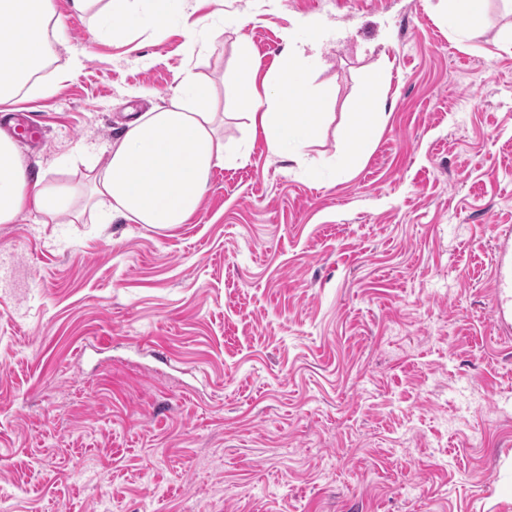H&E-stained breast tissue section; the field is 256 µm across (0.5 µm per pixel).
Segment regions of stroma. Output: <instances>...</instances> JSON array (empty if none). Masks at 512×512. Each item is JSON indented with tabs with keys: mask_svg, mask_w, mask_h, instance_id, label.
<instances>
[{
	"mask_svg": "<svg viewBox=\"0 0 512 512\" xmlns=\"http://www.w3.org/2000/svg\"><path fill=\"white\" fill-rule=\"evenodd\" d=\"M31 170L82 186L130 113L193 67L241 167L163 233L118 220L0 224V512H512V340L490 311L512 226V0L469 33L443 0H184L121 36L55 0ZM208 16L199 50L184 16ZM250 22L237 29L232 20ZM312 15L346 30L313 86L332 103L291 171L232 89ZM80 65H72L73 57ZM387 118L348 160L337 130L369 72Z\"/></svg>",
	"mask_w": 512,
	"mask_h": 512,
	"instance_id": "35a3bbf8",
	"label": "stroma"
}]
</instances>
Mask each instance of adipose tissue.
<instances>
[{
  "mask_svg": "<svg viewBox=\"0 0 512 512\" xmlns=\"http://www.w3.org/2000/svg\"><path fill=\"white\" fill-rule=\"evenodd\" d=\"M140 0H71L74 12L96 10L108 32L135 23ZM55 0H0V105L15 103L20 93H37L32 76L61 37ZM336 32L317 18L299 19L285 37L278 68L261 71L247 43L239 53L246 64L234 86L235 96L251 104L252 132L262 136L269 154L306 167V150L323 119L316 106L328 102L312 91L310 67L320 62L324 43ZM386 82L385 67L370 73L361 106L344 113L340 139L352 157H360L378 135L384 113L364 111L375 89ZM214 90L192 69H184L163 105L126 123L121 135L102 151L101 162L88 166L89 193L84 205L106 206L111 218L151 229L173 231L198 212L215 168L241 166L249 148L228 154L219 128L223 113L214 111ZM75 187L66 181L32 175L11 137L0 136V224L13 223L31 209L43 223L76 222Z\"/></svg>",
  "mask_w": 512,
  "mask_h": 512,
  "instance_id": "1",
  "label": "adipose tissue"
}]
</instances>
